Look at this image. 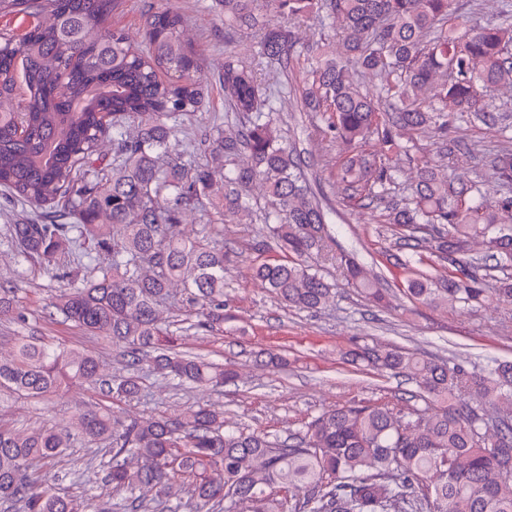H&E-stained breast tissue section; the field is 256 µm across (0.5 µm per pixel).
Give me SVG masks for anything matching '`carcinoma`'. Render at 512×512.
I'll return each instance as SVG.
<instances>
[{
	"mask_svg": "<svg viewBox=\"0 0 512 512\" xmlns=\"http://www.w3.org/2000/svg\"><path fill=\"white\" fill-rule=\"evenodd\" d=\"M224 27L259 33L261 59L275 72L299 64L291 19L312 14L338 23L339 50L317 53L301 91L307 112L324 116L325 133L349 149L336 168L350 209H380L408 266L424 244L452 268L435 280L406 281L423 304L453 309L490 294L512 299V276H480L466 248L482 240L489 258H512V151L491 161L505 192L490 198L468 179L444 173L448 113L493 125L477 89L512 87V14L464 32L453 0H221ZM117 0H0L1 16L49 15L22 35L0 29V194L33 207L12 227L18 257L66 281L49 316L112 339L122 373L102 379L97 357L30 336L15 337L0 358V389L50 399L104 386V400L79 410L81 434L106 441L110 499L98 512H512V361L487 373L424 358L357 336L352 362L416 382L428 411L387 406L328 409L281 440L224 425V409L190 406L175 414L130 417L121 404L142 392V374L175 386L220 392L236 372L184 351L166 304L182 292L200 306L186 330L224 331L227 257L213 233H187L183 217L206 205L238 224L253 222L245 192L260 186L262 221L282 258L253 276L282 304L316 312L333 288L310 260L328 247L326 211L283 143L274 91L255 67L224 60V101L241 123L204 131L202 145L224 158V171L193 154L170 155L177 119L200 109L205 84L198 59L180 39L183 15L146 6L145 47L108 25ZM282 18L269 24L268 17ZM27 97L14 100L17 74ZM380 78L375 90L363 79ZM430 134L436 157L415 165L410 196H388L410 156L414 135ZM112 138V174L89 179L99 142ZM377 139L380 153L365 149ZM106 217L108 223L99 222ZM92 276L66 272L72 247ZM348 282L370 301L387 289L354 257H335ZM13 285H0V319L25 314ZM64 428L16 430L0 421V504L10 512H87L88 499L63 496L37 471L69 447ZM279 488L285 496L272 493ZM306 491L299 500L292 493Z\"/></svg>",
	"mask_w": 512,
	"mask_h": 512,
	"instance_id": "carcinoma-1",
	"label": "carcinoma"
}]
</instances>
